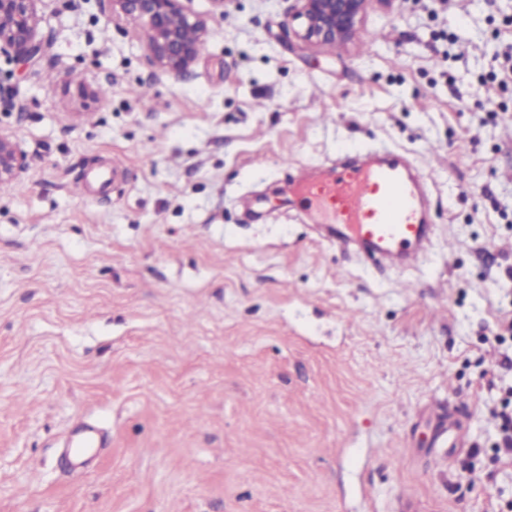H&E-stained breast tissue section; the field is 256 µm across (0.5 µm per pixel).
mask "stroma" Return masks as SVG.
<instances>
[{
	"label": "stroma",
	"instance_id": "1",
	"mask_svg": "<svg viewBox=\"0 0 512 512\" xmlns=\"http://www.w3.org/2000/svg\"><path fill=\"white\" fill-rule=\"evenodd\" d=\"M288 6L229 0L183 77L94 0L0 57V512H512V0H378L327 48ZM343 146L442 157L419 266L291 203ZM28 166V155L8 133L0 131V183L15 180Z\"/></svg>",
	"mask_w": 512,
	"mask_h": 512
}]
</instances>
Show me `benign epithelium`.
Listing matches in <instances>:
<instances>
[{
    "instance_id": "1",
    "label": "benign epithelium",
    "mask_w": 512,
    "mask_h": 512,
    "mask_svg": "<svg viewBox=\"0 0 512 512\" xmlns=\"http://www.w3.org/2000/svg\"><path fill=\"white\" fill-rule=\"evenodd\" d=\"M45 0H0V56L36 63L50 48L40 34ZM190 0H96L109 22H124L145 39L148 62L175 75L188 73L206 43L207 18ZM292 25L286 36L317 46L347 44L358 33L373 0H291ZM28 166V155L0 131V183L15 180Z\"/></svg>"
}]
</instances>
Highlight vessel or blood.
<instances>
[{
    "mask_svg": "<svg viewBox=\"0 0 512 512\" xmlns=\"http://www.w3.org/2000/svg\"><path fill=\"white\" fill-rule=\"evenodd\" d=\"M291 183L304 209L335 225L338 245L405 267L423 258L433 182L407 155L343 150L325 171L299 168Z\"/></svg>",
    "mask_w": 512,
    "mask_h": 512,
    "instance_id": "vessel-or-blood-1",
    "label": "vessel or blood"
}]
</instances>
